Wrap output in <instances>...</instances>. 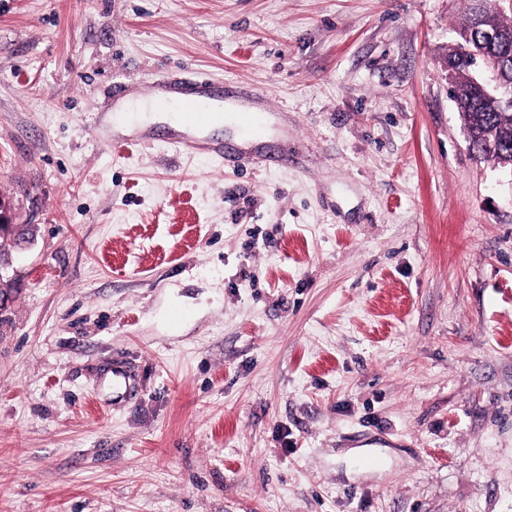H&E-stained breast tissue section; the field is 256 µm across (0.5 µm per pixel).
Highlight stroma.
Segmentation results:
<instances>
[{"label": "stroma", "mask_w": 512, "mask_h": 512, "mask_svg": "<svg viewBox=\"0 0 512 512\" xmlns=\"http://www.w3.org/2000/svg\"><path fill=\"white\" fill-rule=\"evenodd\" d=\"M470 0H0V512H512V174ZM261 92L287 164L113 147L111 90ZM456 55L455 48L448 49V57H454L450 92L463 128L471 134L469 147L479 157L512 170V110L506 109L498 96L483 94L471 77L470 60Z\"/></svg>", "instance_id": "stroma-1"}]
</instances>
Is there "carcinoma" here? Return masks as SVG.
Wrapping results in <instances>:
<instances>
[{"mask_svg": "<svg viewBox=\"0 0 512 512\" xmlns=\"http://www.w3.org/2000/svg\"><path fill=\"white\" fill-rule=\"evenodd\" d=\"M487 20L495 32L496 41L472 37L469 44L477 60L492 61L499 56V47H512V17L507 19L495 0H487ZM454 58L451 96L461 117L463 128L471 134L470 149L479 157L491 159L503 169L512 170V110L505 108L496 97L483 94L473 82L470 60L448 49Z\"/></svg>", "mask_w": 512, "mask_h": 512, "instance_id": "cac0c4a2", "label": "carcinoma"}]
</instances>
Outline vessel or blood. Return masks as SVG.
<instances>
[{
  "label": "vessel or blood",
  "mask_w": 512,
  "mask_h": 512,
  "mask_svg": "<svg viewBox=\"0 0 512 512\" xmlns=\"http://www.w3.org/2000/svg\"><path fill=\"white\" fill-rule=\"evenodd\" d=\"M166 92L157 96L160 110L171 112L176 125L175 142L182 154L195 157L206 155L217 160L234 157L251 164L265 163L266 158L257 151H248L231 144L199 138V131L210 127L217 115L223 114L225 101L238 104L235 114L239 129L253 136H263L271 123V116L260 106L240 100L234 87L221 82L199 78L186 71H178L161 78Z\"/></svg>",
  "instance_id": "vessel-or-blood-1"
}]
</instances>
